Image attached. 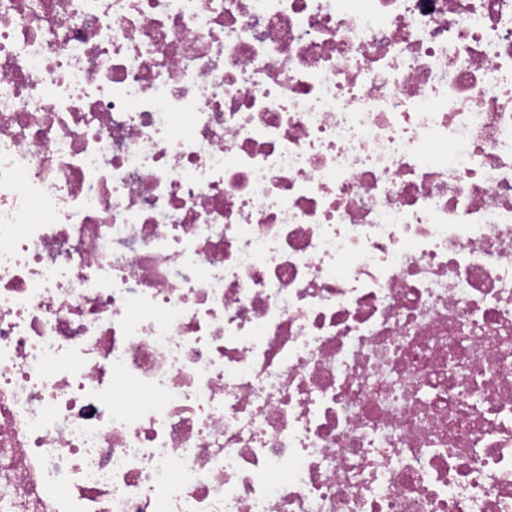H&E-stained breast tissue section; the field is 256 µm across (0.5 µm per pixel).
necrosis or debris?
I'll return each instance as SVG.
<instances>
[{
    "mask_svg": "<svg viewBox=\"0 0 512 512\" xmlns=\"http://www.w3.org/2000/svg\"><path fill=\"white\" fill-rule=\"evenodd\" d=\"M0 512H512V0H0Z\"/></svg>",
    "mask_w": 512,
    "mask_h": 512,
    "instance_id": "necrosis-or-debris-1",
    "label": "necrosis or debris"
}]
</instances>
